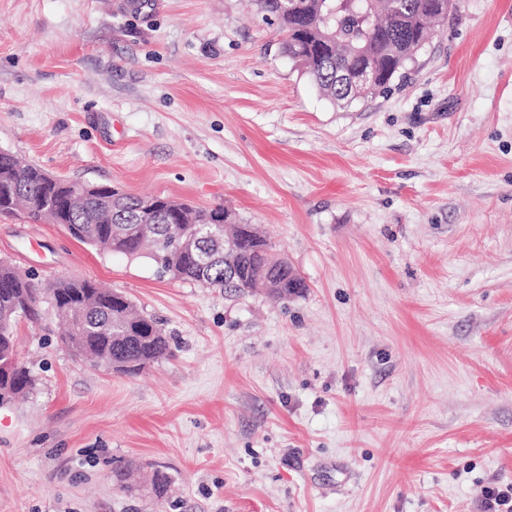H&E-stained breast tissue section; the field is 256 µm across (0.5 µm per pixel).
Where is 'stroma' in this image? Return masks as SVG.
Returning <instances> with one entry per match:
<instances>
[{
    "label": "stroma",
    "instance_id": "obj_1",
    "mask_svg": "<svg viewBox=\"0 0 512 512\" xmlns=\"http://www.w3.org/2000/svg\"><path fill=\"white\" fill-rule=\"evenodd\" d=\"M281 39L250 0H0V150L224 205L307 285L209 288L0 215L1 259L123 293L173 351L92 365L41 302L17 327L37 386L0 402V512H495L484 488L512 487V0H460L344 108Z\"/></svg>",
    "mask_w": 512,
    "mask_h": 512
}]
</instances>
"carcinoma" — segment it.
Wrapping results in <instances>:
<instances>
[{"label": "carcinoma", "instance_id": "carcinoma-1", "mask_svg": "<svg viewBox=\"0 0 512 512\" xmlns=\"http://www.w3.org/2000/svg\"><path fill=\"white\" fill-rule=\"evenodd\" d=\"M252 2L268 23L286 34L284 52L299 63L323 96L337 104L348 97L357 101L384 93L390 80L402 73L424 46L431 26L457 8L455 0H404L402 13L394 15L388 11V0H294L297 10L290 12L283 7L284 0ZM365 60L379 72L377 84L346 89L336 82V75L357 70ZM10 172L14 173L20 200L1 209V214H10L21 205L32 222L40 223L46 205L55 203V222L72 237L127 256L138 255L149 244L152 258L164 274L169 273L168 255L177 242L174 227L193 229L190 219L197 210L191 205L183 206V213L175 215L165 211L162 197L131 193L114 205L105 193L84 196L82 202L73 203L71 198L83 196L85 184L70 181L57 187L44 180L40 167L0 151V175ZM108 208L122 232L114 231L111 224L99 223ZM210 211L229 215L234 224L232 236L239 239L234 269L224 268V252L207 246L200 248L201 259H186L177 267L176 278L237 293L262 286L276 302L302 292L304 281L287 261L271 265L264 261V255L274 251L270 241L244 231L237 215L229 214L223 206ZM145 218L153 220L155 234L143 243L129 233ZM42 293L34 278L22 277L10 263L0 261V400L35 388L31 371L17 359L15 331L20 319L38 316ZM48 299L54 308L81 299L91 301L92 308L82 323H65L62 336V343L78 358L91 357L99 366L136 374L171 354L169 339L155 318L135 312L131 302L125 306L124 316L118 317L113 292L92 280L61 279L48 292ZM143 323L155 326L153 335L138 331Z\"/></svg>", "mask_w": 512, "mask_h": 512}]
</instances>
